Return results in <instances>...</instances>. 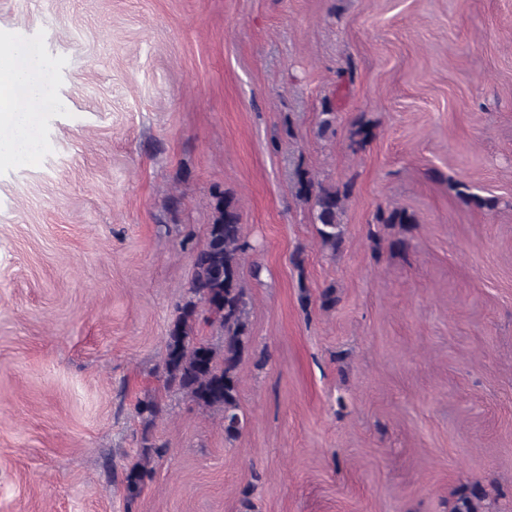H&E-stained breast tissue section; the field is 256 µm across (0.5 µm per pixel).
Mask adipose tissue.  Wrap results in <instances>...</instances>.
<instances>
[{
	"mask_svg": "<svg viewBox=\"0 0 512 512\" xmlns=\"http://www.w3.org/2000/svg\"><path fill=\"white\" fill-rule=\"evenodd\" d=\"M51 103L37 50L0 53V166L26 153L38 119Z\"/></svg>",
	"mask_w": 512,
	"mask_h": 512,
	"instance_id": "1",
	"label": "adipose tissue"
}]
</instances>
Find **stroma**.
Listing matches in <instances>:
<instances>
[{
	"label": "stroma",
	"mask_w": 512,
	"mask_h": 512,
	"mask_svg": "<svg viewBox=\"0 0 512 512\" xmlns=\"http://www.w3.org/2000/svg\"><path fill=\"white\" fill-rule=\"evenodd\" d=\"M29 46L53 103L0 166V512H450L475 484L512 512V0H0ZM301 168L352 185L337 254ZM224 190L253 246L234 439L156 375ZM376 219L378 224H385L388 227L399 226L402 231L408 230L411 224H416V218L413 214L404 209H379ZM136 413L142 418L143 432L141 438V451L135 462L123 470L122 484L126 492L128 504H134L141 493L145 478L151 473V464L154 455L162 448L150 433L154 420L162 412L161 404L154 400L140 401L135 407Z\"/></svg>",
	"instance_id": "1"
}]
</instances>
